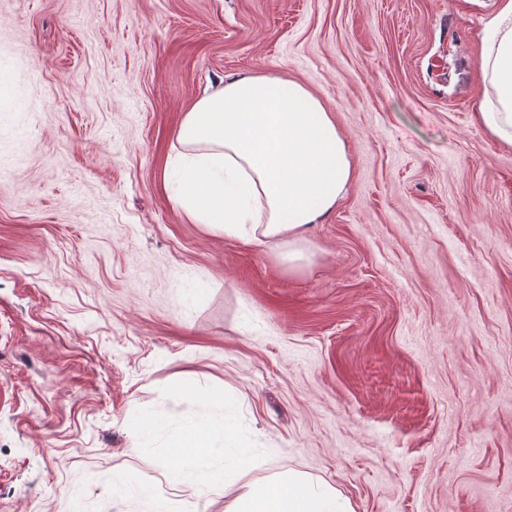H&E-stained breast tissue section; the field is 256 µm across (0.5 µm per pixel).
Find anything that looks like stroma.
I'll use <instances>...</instances> for the list:
<instances>
[{"mask_svg": "<svg viewBox=\"0 0 512 512\" xmlns=\"http://www.w3.org/2000/svg\"><path fill=\"white\" fill-rule=\"evenodd\" d=\"M499 0H0V512H224L130 429L216 386L355 512H512V147L478 121ZM295 80L352 161L302 239L188 222L186 112ZM133 477L141 498L119 493Z\"/></svg>", "mask_w": 512, "mask_h": 512, "instance_id": "1", "label": "stroma"}]
</instances>
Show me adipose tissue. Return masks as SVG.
<instances>
[{
	"mask_svg": "<svg viewBox=\"0 0 512 512\" xmlns=\"http://www.w3.org/2000/svg\"><path fill=\"white\" fill-rule=\"evenodd\" d=\"M478 114L512 146V0L485 23ZM168 175L185 217L228 236L300 239L332 211L352 176L336 121L302 84L243 75L197 100L178 131Z\"/></svg>",
	"mask_w": 512,
	"mask_h": 512,
	"instance_id": "ef3b65f1",
	"label": "adipose tissue"
}]
</instances>
